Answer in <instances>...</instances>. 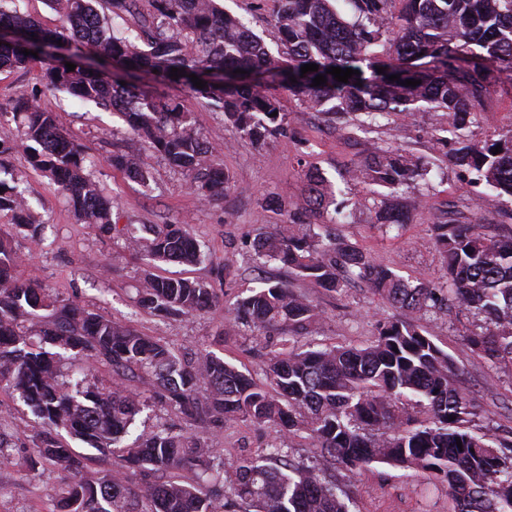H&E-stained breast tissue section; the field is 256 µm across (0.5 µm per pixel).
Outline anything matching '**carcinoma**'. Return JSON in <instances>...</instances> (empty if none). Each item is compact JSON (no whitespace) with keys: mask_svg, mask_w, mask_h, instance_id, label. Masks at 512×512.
<instances>
[{"mask_svg":"<svg viewBox=\"0 0 512 512\" xmlns=\"http://www.w3.org/2000/svg\"><path fill=\"white\" fill-rule=\"evenodd\" d=\"M273 2L282 47L276 56L217 0H149L146 15L135 13V0H47L60 20L54 30L0 2V28L22 37L0 45V71L33 65L25 50L47 57L48 89L122 113L132 138L184 172L206 202L223 197L228 176L211 159L191 115L178 99L158 93L159 85L176 82L212 101L256 145L283 133L287 113L280 98L250 75L284 86L300 111L332 122L353 115L361 125L374 126L393 114L441 110L446 131L456 139L478 122L497 85L512 87V0H400L397 13L393 0H350V19L332 0ZM94 60L111 63L112 75L90 74ZM67 62L75 70L67 71ZM305 64L318 70L303 75ZM332 67L360 74L342 83L329 74ZM173 68L182 77H170ZM191 74L206 86L195 87ZM319 74L327 82L314 87ZM396 74L399 79L389 80ZM407 79L421 84L405 86ZM11 112L21 127L20 142H1L0 156L23 149L31 166L59 187L77 221L112 228V202L60 117L25 93L12 100ZM436 143L449 148L453 165L512 197V127L490 145L469 141L457 147L439 137ZM110 163L132 180L151 179L133 154L116 155ZM429 173L422 158L380 146L352 170L359 182L389 189L377 217L388 232L403 229L409 219L399 188L425 181ZM330 198L326 180L310 173V212H320ZM5 211L14 224L0 227V389L18 393L41 420L33 435L14 429L23 447L32 449L30 468L48 460L71 474L68 483L51 489L50 512H238L241 505L244 512H349L347 493L326 480V472L333 466L355 475L374 464L428 473L448 488L453 512H512V454L505 453L512 439L471 428L474 406L458 384L454 360L420 326L443 292L484 319L485 327L464 336L463 346L493 364L512 366V237L496 238L471 221L432 225L445 259L442 289L411 284L327 224L316 232L294 221L257 238L258 258L280 263L314 288L340 293L346 276L354 275L391 306L416 315L413 322L379 323L376 334L358 345L294 347L292 336L318 333L320 314L306 295L268 282L229 310L236 324L260 335L280 334L282 348L266 362V381L259 383L214 352L179 354L78 302L54 298L35 278H18L11 230L35 236L39 223L24 193L0 180ZM149 232L128 240L147 262L202 261L189 225L162 224ZM136 303L177 318L207 312L219 301L201 281L146 272ZM64 359L78 363L66 384L59 380ZM99 365L115 375L135 374L140 387L88 382L86 371ZM410 397L429 419L412 422L403 403ZM148 400L189 425L243 421L272 427L277 437L263 456H240L222 477L208 444L181 428L161 423L123 444ZM386 425L394 432L376 437L374 430ZM296 436L311 441L313 464L289 459ZM73 441L117 456L130 473L87 475L88 457ZM163 471L176 475L153 478ZM133 477L135 493L127 486Z\"/></svg>","mask_w":512,"mask_h":512,"instance_id":"obj_1","label":"carcinoma"}]
</instances>
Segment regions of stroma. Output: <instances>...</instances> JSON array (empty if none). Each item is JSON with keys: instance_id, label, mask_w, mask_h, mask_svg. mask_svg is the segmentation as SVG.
Returning <instances> with one entry per match:
<instances>
[{"instance_id": "obj_1", "label": "stroma", "mask_w": 512, "mask_h": 512, "mask_svg": "<svg viewBox=\"0 0 512 512\" xmlns=\"http://www.w3.org/2000/svg\"><path fill=\"white\" fill-rule=\"evenodd\" d=\"M225 11L238 16L260 35L272 52L280 43L273 22V0H221ZM37 95L43 108L59 114L73 139L81 143L97 180L114 200L116 228L101 231L73 217L58 187L35 171L23 152L13 153L5 165L19 180L42 226L38 236L17 232L12 247L21 261L19 278H36L54 297L88 305L105 318L131 326L178 348H207L255 378H262V362L278 348L277 337L258 338L233 331L228 309L250 295L263 281H280L306 294L322 317L315 345L359 344L370 339L378 322L403 319L370 286L353 280L340 293L311 287L274 262L259 263L252 248L255 238L275 232L290 214L307 207L306 173L315 168L328 180L343 212L327 206L324 219L339 218L341 234L412 284L444 280L441 257L430 229L434 219L463 216L485 224L493 235L512 234V198L497 196L474 185L467 173L443 156L431 138L442 126V112L393 116L363 131L350 123L331 124L313 112H302L291 96L282 101L288 125L282 135L256 146L239 135L210 101L181 88H172L199 135L229 177L221 200L207 203L190 189L186 175L171 168L147 146L130 145L119 113L107 111L66 94L45 88L40 69L0 72V142L18 140L20 131L8 110L19 94ZM512 125V88L503 87L487 100L486 110L469 135L475 140L498 139ZM398 147L430 161L429 182L421 189L402 187L412 218L401 235L385 233L375 222L382 187L352 183L347 173L367 154L369 144ZM133 153L150 168L149 185L128 179L113 168L115 154ZM154 224H187L207 258L196 266L159 264L157 274L199 280L223 301L201 315L167 319L138 308L133 297L144 260L128 248V234L145 235ZM480 317L437 305L421 326L451 354L459 380L472 398L475 431L500 437L512 434V367L493 364L467 351L462 337L482 326ZM202 437L224 465L245 454H263L276 433L268 427L231 422L202 430ZM20 448L0 452V512H47V492L70 479L67 471L44 464L29 471ZM344 485L351 512H452L447 488L427 473L375 465L360 476L332 473Z\"/></svg>"}]
</instances>
